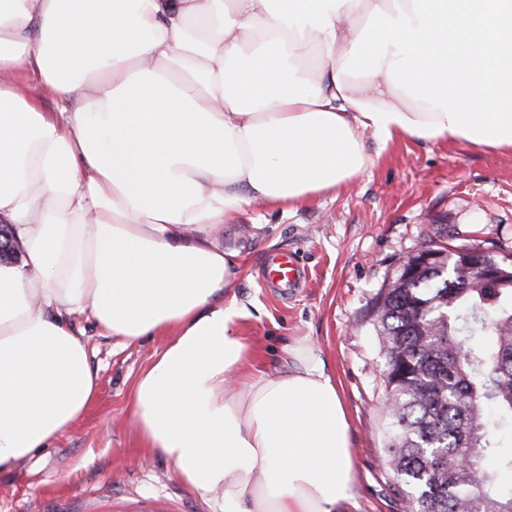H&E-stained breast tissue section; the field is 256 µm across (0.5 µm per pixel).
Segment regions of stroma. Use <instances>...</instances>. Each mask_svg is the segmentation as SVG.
<instances>
[{"label": "stroma", "instance_id": "obj_1", "mask_svg": "<svg viewBox=\"0 0 512 512\" xmlns=\"http://www.w3.org/2000/svg\"><path fill=\"white\" fill-rule=\"evenodd\" d=\"M336 192L289 211L255 206L218 240L242 271L237 326L254 368L275 372L286 347L307 340L335 379L350 419L357 482L345 512H402L404 485L387 453L384 370L374 307L400 264L430 242L480 244L512 259V153L463 141L402 137ZM295 252L301 284L284 296L265 285V254ZM98 391L83 417L50 447L0 473V512H211L208 498L179 482L144 447L135 426L138 376L170 333L123 346L83 322Z\"/></svg>", "mask_w": 512, "mask_h": 512}]
</instances>
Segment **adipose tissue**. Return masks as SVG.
I'll return each instance as SVG.
<instances>
[{
  "label": "adipose tissue",
  "mask_w": 512,
  "mask_h": 512,
  "mask_svg": "<svg viewBox=\"0 0 512 512\" xmlns=\"http://www.w3.org/2000/svg\"><path fill=\"white\" fill-rule=\"evenodd\" d=\"M61 103L43 111L9 77ZM402 136L512 152V0H0V470L93 402L77 324L127 346L146 448L213 512H341L349 421L315 347L246 373L216 231L336 191Z\"/></svg>",
  "instance_id": "adipose-tissue-1"
}]
</instances>
